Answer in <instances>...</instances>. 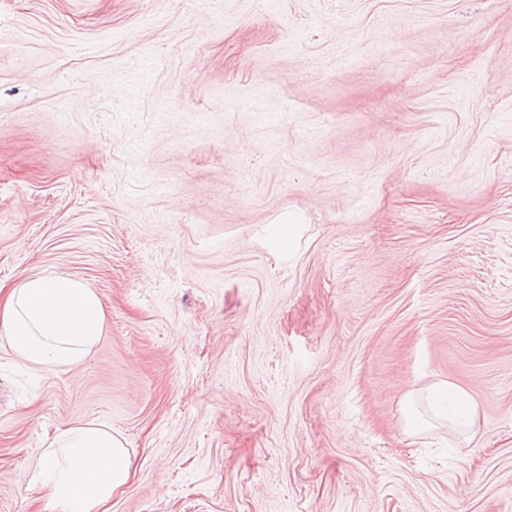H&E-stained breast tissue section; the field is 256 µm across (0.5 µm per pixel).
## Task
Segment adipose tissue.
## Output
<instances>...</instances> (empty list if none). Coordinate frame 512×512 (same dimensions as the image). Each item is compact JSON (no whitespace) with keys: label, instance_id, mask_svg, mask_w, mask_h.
<instances>
[{"label":"adipose tissue","instance_id":"ef3b65f1","mask_svg":"<svg viewBox=\"0 0 512 512\" xmlns=\"http://www.w3.org/2000/svg\"><path fill=\"white\" fill-rule=\"evenodd\" d=\"M103 328L99 296L78 279L33 274L12 288H0V335L29 367L81 363ZM427 400L449 425L474 426L477 408L466 391L436 384ZM132 466L111 428L89 423L65 431L44 450L33 481L49 490L61 512H108Z\"/></svg>","mask_w":512,"mask_h":512}]
</instances>
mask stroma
Listing matches in <instances>:
<instances>
[{"mask_svg": "<svg viewBox=\"0 0 512 512\" xmlns=\"http://www.w3.org/2000/svg\"><path fill=\"white\" fill-rule=\"evenodd\" d=\"M104 331L0 335V512L107 425L110 512H512V0H0V285ZM473 436L408 430L429 386ZM103 328L99 296L73 277L33 274L0 287V334L31 368L81 363ZM427 400L435 416L448 420V425L463 429L472 428L477 408L468 393L450 383L435 384L428 390Z\"/></svg>", "mask_w": 512, "mask_h": 512, "instance_id": "obj_1", "label": "stroma"}]
</instances>
